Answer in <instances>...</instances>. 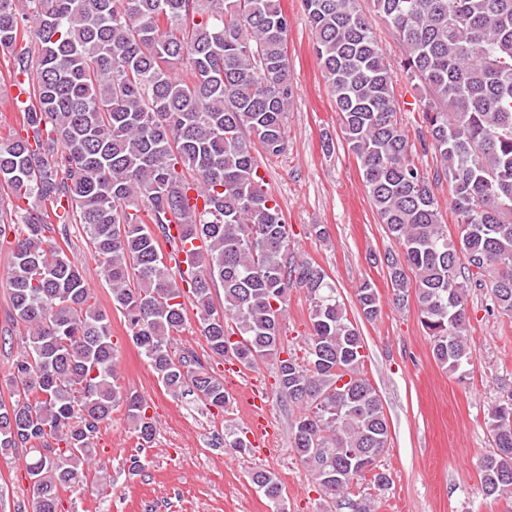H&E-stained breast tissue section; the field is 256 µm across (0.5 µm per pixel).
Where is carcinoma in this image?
Instances as JSON below:
<instances>
[{
  "label": "carcinoma",
  "instance_id": "obj_1",
  "mask_svg": "<svg viewBox=\"0 0 512 512\" xmlns=\"http://www.w3.org/2000/svg\"><path fill=\"white\" fill-rule=\"evenodd\" d=\"M357 2L302 6L343 139L400 246L381 260L393 301L405 306L414 290L433 357L462 373L470 288L487 289L488 310L512 318V0H374L425 107L418 146L398 123L394 71ZM31 21L35 41L13 55L11 74L27 78L26 136L0 140V187L32 200L0 203V239L15 238L6 287L20 340L5 381L16 400L0 401V452H25L33 512H59L60 491L83 489L93 441L117 407L141 445L156 433L143 399L117 382L109 315L55 239H67L73 222L84 225L113 307L170 393L217 409L230 403L221 378L172 350L190 304L210 356L245 368L274 361L280 393L301 407L292 447L335 512H377L390 485L376 464L389 426L363 376L362 338L325 271L288 256V224L252 153L287 148L290 23L281 0H0V48L28 41ZM420 151L440 168H420ZM443 181L456 239L434 193ZM178 235L206 249L175 272L160 240L175 251ZM292 288L311 305L303 363L282 338ZM356 292L363 316L375 318V284ZM488 423L483 491L509 500L511 397ZM224 447L247 450L246 432L225 434ZM252 482L272 512L285 509L275 474L258 470Z\"/></svg>",
  "mask_w": 512,
  "mask_h": 512
}]
</instances>
